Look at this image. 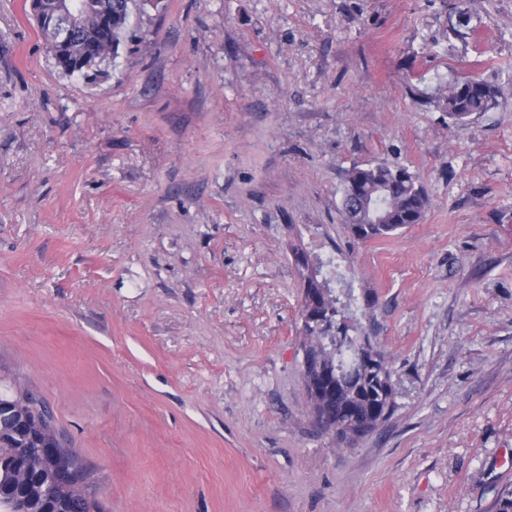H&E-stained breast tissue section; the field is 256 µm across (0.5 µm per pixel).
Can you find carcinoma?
<instances>
[{
	"label": "carcinoma",
	"instance_id": "1",
	"mask_svg": "<svg viewBox=\"0 0 512 512\" xmlns=\"http://www.w3.org/2000/svg\"><path fill=\"white\" fill-rule=\"evenodd\" d=\"M88 11L85 27L76 36L72 47H58L51 54L55 67L70 77H84L82 69L67 68L77 47L95 53L109 47L119 49L130 32V18L136 0H78ZM499 97L495 85L473 75L458 77L438 89L437 106L448 114L451 124L459 128L469 118L494 108ZM428 198L418 184L417 176L403 165L384 162L356 165L348 170L342 189L340 213L349 234L362 241L385 238L411 224L423 220ZM293 261L307 291L320 296L328 289L318 278V272L308 267L305 253L296 248ZM342 325L348 343L337 352L325 345L326 331ZM302 331L313 349L308 351L311 368L302 373L305 386L320 389L313 407L336 439L350 444L368 435L388 420L396 409L395 393L389 361L381 351L378 359L365 366L355 379L323 377L316 367L337 366L343 369L357 348L356 329L336 306L324 320L303 324ZM19 403L24 410L12 415L0 409V491L3 497L16 500L32 509L48 512H103L86 490L56 493L47 497L43 488L50 476L44 466L32 469L28 479L20 481L14 471V460L19 454L40 457L41 448L50 441L31 430L28 422L38 418L42 426L56 430L53 416L47 408H39L36 399L27 392L10 390L0 392V403Z\"/></svg>",
	"mask_w": 512,
	"mask_h": 512
}]
</instances>
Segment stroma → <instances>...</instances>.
Segmentation results:
<instances>
[{
    "label": "stroma",
    "mask_w": 512,
    "mask_h": 512,
    "mask_svg": "<svg viewBox=\"0 0 512 512\" xmlns=\"http://www.w3.org/2000/svg\"><path fill=\"white\" fill-rule=\"evenodd\" d=\"M131 24L88 82L0 0V389L45 404L104 512H494L512 0H159ZM458 74L501 90L460 130L434 102ZM371 162L428 207L362 243L339 208ZM295 244L390 361L397 408L353 444L303 386Z\"/></svg>",
    "instance_id": "stroma-1"
}]
</instances>
